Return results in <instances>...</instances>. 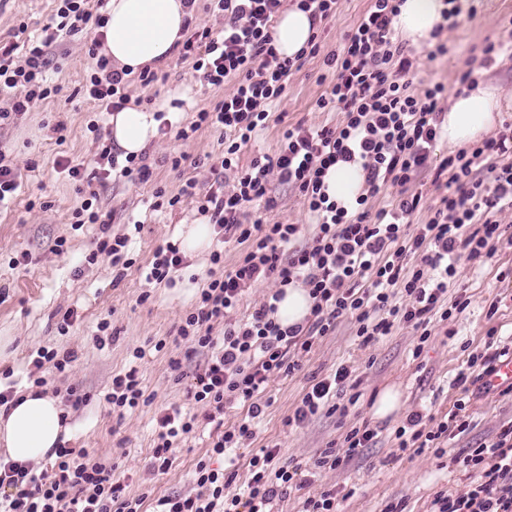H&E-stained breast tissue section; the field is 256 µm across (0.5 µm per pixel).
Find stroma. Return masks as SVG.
<instances>
[{
  "label": "stroma",
  "instance_id": "obj_1",
  "mask_svg": "<svg viewBox=\"0 0 512 512\" xmlns=\"http://www.w3.org/2000/svg\"><path fill=\"white\" fill-rule=\"evenodd\" d=\"M57 0H0V41L12 40L19 23H27V35L37 39L54 14ZM369 0H341L331 22L317 29L322 52L336 49L345 32L368 7ZM459 23L443 29L438 41L448 48L445 56L428 60L427 49H410L415 60V78L426 83H442L446 95L459 93L460 77L468 70L473 47L500 36L502 17L512 16V0H461ZM90 38L80 33L65 37L54 49L46 69L51 84L59 92L13 123L0 127V148L4 149L19 172L20 187L8 205L0 207V339L9 345L0 352V385L20 391L43 379V392L59 398L67 388L88 395L87 404L68 409L71 436L66 445L84 448L90 454L111 459L114 476L126 486L130 497H143L142 512H153L159 497L168 494L193 495L197 487L192 474L199 459L210 458L213 467L235 472L228 494L243 491L249 478V460L262 448H279L284 465L309 468L331 443L341 441L351 426L369 425L378 436L345 468L323 473L303 489L276 500L273 512H301L306 497L333 488L341 496L340 512H382L391 501L405 500V512H430L437 491L468 490L466 472L453 466L450 458L462 449L490 439L498 427L512 420V393L484 391L472 387L468 396L454 388L456 376L467 370L469 355L483 347L489 329H496L501 345L512 346V245L499 247L486 262L462 261L456 286L449 298L467 294L470 304L458 314L451 327L453 338L437 337L414 356L417 335L400 325L376 344L360 345L349 319H339L331 335L316 340L311 352L293 373L271 379L260 396L264 413L257 434L233 459L211 457L209 433L198 429L178 441L171 455V466L163 472L151 466L155 417L173 406L184 412L197 407L186 396L185 382L175 379L170 358H180L184 374H192L201 358L189 342L178 336V327L205 286L211 267L210 255L221 250V268H231L242 251L236 242L210 241L206 250L186 254L176 286L147 280L157 248L176 241L182 225L201 223L203 217L194 201L181 198L186 181L208 185L215 177L210 165L221 155L223 130L204 128L189 141L177 139L175 130L192 121L195 113L211 109L223 98L224 88L195 82L191 62L173 54L158 68V80L150 86L131 78L127 94L137 103L163 106L171 132L158 135L148 149L145 162L151 177L131 183L112 175L94 181L92 190L80 188L54 170L58 159L92 165L96 152V128H107L109 115L97 111L80 89L94 66L88 54ZM322 60L306 59L300 70L288 79V93L272 110L268 127L240 153V166L257 157L273 154L283 131L303 122L312 125L335 124V112H317L313 106L324 91L320 83ZM181 108H174V101ZM65 127L56 135V124ZM185 155L180 168L171 159ZM166 197L180 196L175 207L155 208V192ZM272 210H252V217L302 225L303 238L312 229L305 226V215L297 192L272 183ZM92 200L101 213L110 215L108 229L97 224H77L73 213L84 200ZM132 240L134 266L122 280H115L107 256H94L95 243L102 232ZM65 240V252L56 243ZM497 305L495 316H488L490 305ZM73 311L69 326H62L66 311ZM106 331H99L100 323ZM163 350H156L158 341ZM74 354L65 372L52 363L35 368L38 351ZM142 352L134 360V352ZM137 365L146 401L136 410L112 413L104 397L114 375ZM348 367L358 386L360 398L346 415L318 413L300 425L289 424L301 398L313 379L333 375L338 367ZM400 393L402 408L397 416L376 419L372 406L387 387ZM465 400L470 416L468 432L449 440L444 457L433 451L400 453L395 430L413 412L443 417L457 400Z\"/></svg>",
  "mask_w": 512,
  "mask_h": 512
}]
</instances>
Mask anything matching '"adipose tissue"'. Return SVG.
I'll use <instances>...</instances> for the list:
<instances>
[{
	"instance_id": "ef3b65f1",
	"label": "adipose tissue",
	"mask_w": 512,
	"mask_h": 512,
	"mask_svg": "<svg viewBox=\"0 0 512 512\" xmlns=\"http://www.w3.org/2000/svg\"><path fill=\"white\" fill-rule=\"evenodd\" d=\"M444 8V0H403L394 28L415 48L432 45ZM192 13L186 0H108L102 52L119 71L136 74L160 67L171 58L184 19ZM313 33L308 13L289 7L278 18L275 46L281 56L295 57ZM511 106L512 99L499 87L477 82L450 98L441 139L452 148L470 144L492 131L499 113ZM109 126L113 147L127 157L147 149L159 123L153 110L130 102L110 115ZM325 183L331 199L352 206L362 186L361 169L355 163H338L328 170ZM62 414L58 401L41 390L19 395L0 407V453L21 464L46 459L70 436Z\"/></svg>"
}]
</instances>
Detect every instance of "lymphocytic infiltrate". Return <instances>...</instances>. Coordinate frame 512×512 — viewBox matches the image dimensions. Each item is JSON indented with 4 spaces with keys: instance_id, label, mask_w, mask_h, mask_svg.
Segmentation results:
<instances>
[{
    "instance_id": "lymphocytic-infiltrate-1",
    "label": "lymphocytic infiltrate",
    "mask_w": 512,
    "mask_h": 512,
    "mask_svg": "<svg viewBox=\"0 0 512 512\" xmlns=\"http://www.w3.org/2000/svg\"><path fill=\"white\" fill-rule=\"evenodd\" d=\"M283 2L211 0V10L224 18L223 27L194 28L182 44L181 56L192 59L195 81L214 87L228 82L232 89L212 109L199 111L195 120L180 127L177 136L186 141L205 127L223 129L224 152L213 167L235 173L232 188L216 181L201 191L190 180L182 193L196 198L218 242L233 239L244 250L231 269L210 272L179 328L182 339L204 356L187 390L202 411L187 416L168 408L157 414L152 458L160 470L169 467L174 442L201 424L214 430L212 454L244 447L256 433L263 413L258 397L271 378L298 368L300 357L317 338L333 332L341 317L351 318L364 345L390 335L395 325L410 326L419 342L413 353L421 355L436 325H447L469 305L463 295L453 304L445 302L460 259L492 257L506 233L499 216L512 211V137L488 138L436 155L445 87H414L413 62L393 29L397 0H370L341 50L323 55L312 41L291 59L280 57L274 45L273 23ZM105 25V15L91 11L88 0H58L54 17L42 38L28 43L25 58H18L17 43L0 44V93L9 95L7 106L0 108V123L56 93L46 64L60 33L93 32L97 48ZM317 55L331 80L315 108L339 112L341 121L288 127L273 155L240 166L242 148L265 129L272 107L287 92L292 69ZM126 87L123 73L100 55L83 92L101 111L111 112L126 104ZM96 143L99 169L120 171L132 182L149 179L142 161L120 158L104 137ZM340 162L359 164L362 171V190L350 208L325 192L324 177ZM426 176L444 193L429 207L428 219L415 224L412 216L425 207L418 185ZM274 181L296 190L312 217L316 231L310 244L297 246L299 225L248 221L250 205L272 207ZM387 184L396 186L395 197L388 206L372 209L371 199ZM268 281L278 285V292L247 319H231L246 290ZM296 282L308 289L313 305L305 323L284 329L274 314L282 287ZM218 321L224 324L219 336L213 333ZM356 387L348 367L337 368L334 376L310 385L293 423L302 424L322 410L336 414L342 396L356 403ZM235 401L246 404L247 411L228 427L224 408ZM465 409V402H458L448 418L432 426L422 414H412L395 432L398 450L430 448L443 456V443L470 427ZM375 437L369 426L351 427L339 445L326 448L315 460L314 472L345 467ZM455 462L469 474L470 486L462 493L436 492L431 512H512V421L500 426L490 442L462 450ZM249 467L246 495L229 497L224 490L234 472L199 460L193 474L197 493L159 498L161 512H269L276 497L308 482L301 467L280 464L275 448L260 449ZM112 470L109 460L62 447L45 470L0 460V512H140L142 498L127 496Z\"/></svg>"
}]
</instances>
